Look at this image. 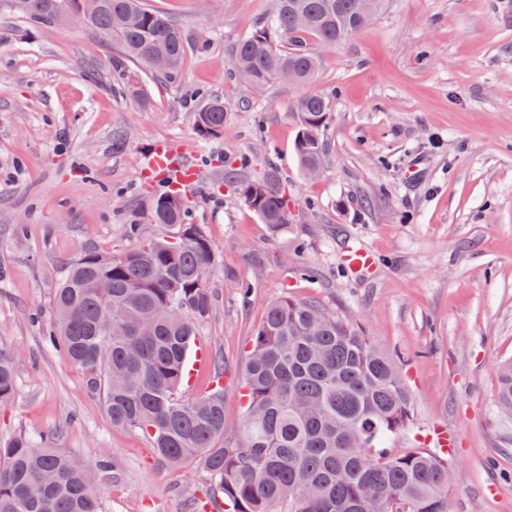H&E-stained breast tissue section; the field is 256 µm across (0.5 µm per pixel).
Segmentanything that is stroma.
<instances>
[{
  "mask_svg": "<svg viewBox=\"0 0 512 512\" xmlns=\"http://www.w3.org/2000/svg\"><path fill=\"white\" fill-rule=\"evenodd\" d=\"M14 2L0 0V349L15 355L17 381L0 406V440L47 437L92 462L102 512H194L209 491L203 470L166 466L143 434L113 427L86 371L42 337L69 263L131 248L130 224L145 241L171 236L152 220L163 188L145 173L166 141L204 168L186 192L188 219L218 267L212 311L197 324L207 361L179 398L208 392L223 366L225 439L239 441L243 376L267 305L318 301L390 355L408 385L414 425L393 449L430 450L437 431L452 434L453 512H512V416L498 406L499 366L512 359V15L497 0H388L348 40L321 48L310 87L256 94L231 77V47L271 0H151L216 33L179 79L129 66L136 99L119 90L118 46L70 18L32 25ZM195 88L229 106L218 138L196 130L184 103ZM308 89L330 110L313 180L296 161L291 108ZM228 161L247 176L275 163L293 223L271 233L225 186ZM351 247L375 253L371 274L343 268ZM103 454L105 471L95 467Z\"/></svg>",
  "mask_w": 512,
  "mask_h": 512,
  "instance_id": "stroma-1",
  "label": "stroma"
}]
</instances>
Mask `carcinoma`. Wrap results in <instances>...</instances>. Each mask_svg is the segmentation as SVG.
<instances>
[{
  "mask_svg": "<svg viewBox=\"0 0 512 512\" xmlns=\"http://www.w3.org/2000/svg\"><path fill=\"white\" fill-rule=\"evenodd\" d=\"M83 0H17L31 22L51 26ZM261 27L232 47L233 73L261 91L276 82L311 83L321 67L312 44L334 45L361 28L360 0H276ZM311 23L300 25V15ZM86 26L117 43L121 90L126 63L152 75L179 78L200 42L146 0H101ZM228 107L208 98L195 126L207 139L224 129ZM294 149L302 173L325 163V95L294 101ZM224 183L273 233L292 223L290 200L276 165L256 177L224 170ZM182 189L161 194L153 221L175 230L103 256L89 251L54 288L55 323L47 339L86 369L112 425L136 430L172 467L197 466L211 494L198 512H448L453 455L422 449L397 454L389 443L414 425L408 387L394 361L353 323L313 300L270 303L255 330L245 373L247 411L240 443L224 442V387L190 403L177 397L196 339V324L212 309L214 249L187 221ZM14 355L0 349V404L16 388ZM498 403L512 412V362L502 366ZM0 512H102L89 467L46 439L17 436L0 444Z\"/></svg>",
  "mask_w": 512,
  "mask_h": 512,
  "instance_id": "obj_1",
  "label": "carcinoma"
}]
</instances>
